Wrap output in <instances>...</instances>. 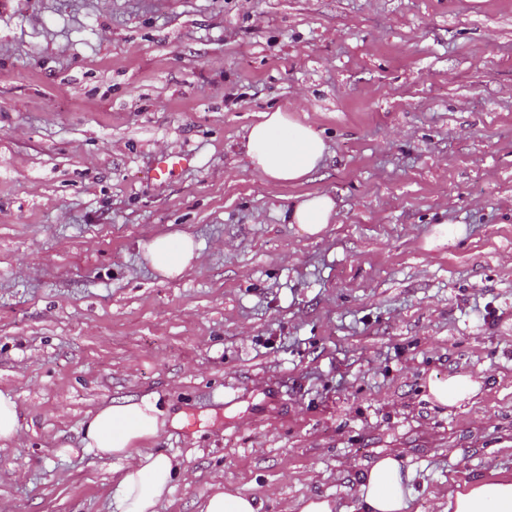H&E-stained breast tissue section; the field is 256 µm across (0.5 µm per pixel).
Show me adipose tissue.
I'll return each instance as SVG.
<instances>
[{
  "instance_id": "1",
  "label": "adipose tissue",
  "mask_w": 512,
  "mask_h": 512,
  "mask_svg": "<svg viewBox=\"0 0 512 512\" xmlns=\"http://www.w3.org/2000/svg\"><path fill=\"white\" fill-rule=\"evenodd\" d=\"M245 154L250 166L266 180L280 184L308 181L327 155V144L312 126L282 108L264 112L247 134ZM336 214V202L325 193L295 197L284 211L287 223L306 235L320 234ZM145 259L162 276L173 279L197 263L200 253L194 239L175 232L152 239ZM482 377L453 373L427 383V398L453 407L480 393ZM156 402L122 399L98 408L83 423V450L101 459L122 461V475L111 494L113 512H157L182 477L166 454L147 443L166 426ZM414 489L410 471L394 456L374 459L359 475L358 496L362 512H408ZM199 512H263L264 503L232 487L216 486L198 504ZM447 512H512V476H493L464 485L448 495Z\"/></svg>"
}]
</instances>
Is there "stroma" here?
I'll list each match as a JSON object with an SVG mask.
<instances>
[{
    "mask_svg": "<svg viewBox=\"0 0 512 512\" xmlns=\"http://www.w3.org/2000/svg\"><path fill=\"white\" fill-rule=\"evenodd\" d=\"M273 106L328 144L304 183L244 154ZM306 193L337 202L318 239L282 220ZM176 231L200 259L165 279L143 251ZM0 392V512H111L81 424L128 397L183 418L160 512L216 483L359 512L384 454L409 512L512 475V0H0ZM483 376L453 373L448 377L429 378L427 383V400L442 406L453 407L467 402L481 392ZM19 410L17 403L0 392V443L5 448L19 434Z\"/></svg>",
    "mask_w": 512,
    "mask_h": 512,
    "instance_id": "1",
    "label": "stroma"
}]
</instances>
